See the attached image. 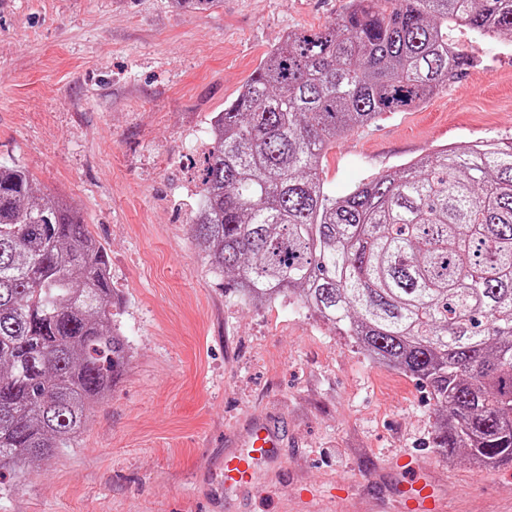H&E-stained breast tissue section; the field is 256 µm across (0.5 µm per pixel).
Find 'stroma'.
<instances>
[{
	"instance_id": "1",
	"label": "stroma",
	"mask_w": 512,
	"mask_h": 512,
	"mask_svg": "<svg viewBox=\"0 0 512 512\" xmlns=\"http://www.w3.org/2000/svg\"><path fill=\"white\" fill-rule=\"evenodd\" d=\"M345 5L0 0V162L79 211L108 255L114 324L131 347L72 446L0 479V512H226L225 438L261 415L288 445L245 490L243 512H339L346 493L404 512L389 467L402 450L436 475L446 512H512V464L480 470L433 448L424 384L299 303L225 293L192 243L214 116L286 32L331 23ZM448 40L475 66L337 140L321 163L330 191L443 148L512 141V41L458 27Z\"/></svg>"
}]
</instances>
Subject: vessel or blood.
I'll return each mask as SVG.
<instances>
[{"label":"vessel or blood","mask_w":512,"mask_h":512,"mask_svg":"<svg viewBox=\"0 0 512 512\" xmlns=\"http://www.w3.org/2000/svg\"><path fill=\"white\" fill-rule=\"evenodd\" d=\"M282 446L278 428L261 421L254 423L235 450L225 455L221 475L227 512H236L238 493L251 484L260 469L268 467L280 458ZM418 482L420 489L412 497L415 512H441L433 493L436 484L434 474H421Z\"/></svg>","instance_id":"1"}]
</instances>
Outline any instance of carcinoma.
Masks as SVG:
<instances>
[{"label": "carcinoma", "instance_id": "cac0c4a2", "mask_svg": "<svg viewBox=\"0 0 512 512\" xmlns=\"http://www.w3.org/2000/svg\"><path fill=\"white\" fill-rule=\"evenodd\" d=\"M464 26L512 38V0H347L268 51L212 126L193 239L224 288L296 300L431 389L433 447L512 463V144L444 148L336 196V140L473 64ZM108 256L66 204L0 163V478L69 448L124 373Z\"/></svg>", "mask_w": 512, "mask_h": 512}]
</instances>
